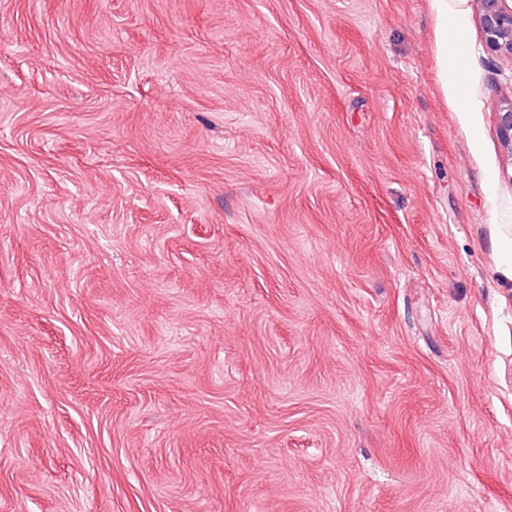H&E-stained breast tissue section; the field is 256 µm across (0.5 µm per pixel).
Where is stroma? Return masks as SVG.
<instances>
[{"label": "stroma", "mask_w": 512, "mask_h": 512, "mask_svg": "<svg viewBox=\"0 0 512 512\" xmlns=\"http://www.w3.org/2000/svg\"><path fill=\"white\" fill-rule=\"evenodd\" d=\"M438 0H0V512H512V61ZM448 19L451 23L448 25ZM440 28L443 42V70L446 78L445 82L449 84V90L454 93V100L461 112L465 111V100L461 94V83L458 80V73L462 71L460 56L457 53V46L460 40V16L453 8L448 9V2L441 0ZM448 46L450 52L448 53ZM496 115L502 144L512 157V93L502 98Z\"/></svg>", "instance_id": "stroma-1"}]
</instances>
